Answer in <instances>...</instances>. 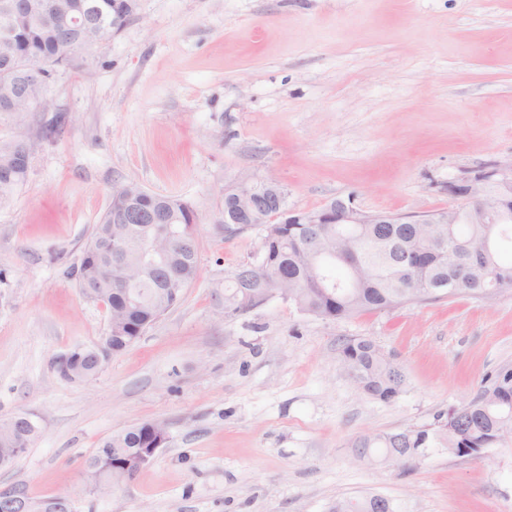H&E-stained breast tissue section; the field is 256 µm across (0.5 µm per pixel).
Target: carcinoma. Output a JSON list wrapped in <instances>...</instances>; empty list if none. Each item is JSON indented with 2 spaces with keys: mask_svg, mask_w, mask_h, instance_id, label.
Masks as SVG:
<instances>
[{
  "mask_svg": "<svg viewBox=\"0 0 512 512\" xmlns=\"http://www.w3.org/2000/svg\"><path fill=\"white\" fill-rule=\"evenodd\" d=\"M129 0H27L23 13L4 14L0 10V31L12 34L0 38V66L6 60L44 64L52 70L88 64L94 45L77 41V30L63 17L92 12L112 22L129 15ZM49 82L17 95L0 78V113L23 114L40 107L50 109ZM33 145L22 141H0V204L13 196L28 175ZM155 224L185 228L174 249L182 260L183 280L192 284L199 274L198 213L183 200L151 193L136 183L114 185L109 204L95 225L80 263L67 275L81 293L97 282L109 280L112 289L93 298L102 304L116 330L110 333V355H118L134 345L141 333L164 308L158 277L134 262H117L107 240L114 237L128 248V255H144L160 266L168 262V248L154 241ZM260 266L274 267L284 276L281 294L302 311L342 318L372 311L394 309L459 295L491 300L512 288V263L501 261L504 244H512V217L500 224H287L279 219L261 224ZM447 237V255L433 254L435 247H423L417 258V285L400 276L392 259L397 247L414 235ZM262 271L240 265L224 284V314L236 315L269 301ZM109 360L89 351L72 350L52 364L55 374L69 382H84L104 370ZM340 364L364 396L390 403L405 391L402 367L386 356L370 339L351 338L340 348ZM18 428L0 427V450L23 455L39 433L38 423L24 421ZM512 431V364H505L488 378L470 402L448 410L440 430L405 429L398 432L364 435L352 442L357 455L365 458L376 452L392 463L405 464L437 437L458 457L472 458L482 448L496 443ZM156 437L144 425L131 427L103 441L86 460L90 478L108 480L120 460L112 449L149 448ZM331 512H393L390 502L380 496L338 500Z\"/></svg>",
  "mask_w": 512,
  "mask_h": 512,
  "instance_id": "1",
  "label": "carcinoma"
}]
</instances>
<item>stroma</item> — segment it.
Listing matches in <instances>:
<instances>
[{"label": "stroma", "mask_w": 512, "mask_h": 512, "mask_svg": "<svg viewBox=\"0 0 512 512\" xmlns=\"http://www.w3.org/2000/svg\"><path fill=\"white\" fill-rule=\"evenodd\" d=\"M93 56L56 73L49 111L0 113V140L34 146L0 205V420L26 411L42 428L0 492L67 494L75 512H329L368 494L396 512H512V434L478 460L439 446L402 466L350 446L438 427L512 364V289L340 319L276 298L227 317L224 282L259 262L260 232L217 227L245 178L280 183L292 210L350 196L414 214L450 205L460 171L512 161V0H136ZM120 182L196 208L199 276L69 383L52 358L98 343L108 318L65 271ZM358 337L403 368L395 402L340 369ZM152 421L167 425L154 459L91 492L86 460Z\"/></svg>", "instance_id": "1"}]
</instances>
